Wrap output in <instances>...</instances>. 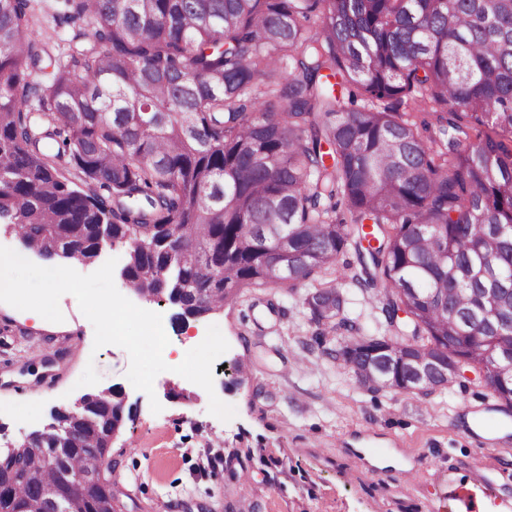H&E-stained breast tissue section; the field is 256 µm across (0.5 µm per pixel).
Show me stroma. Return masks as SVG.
I'll use <instances>...</instances> for the list:
<instances>
[{
    "label": "stroma",
    "mask_w": 512,
    "mask_h": 512,
    "mask_svg": "<svg viewBox=\"0 0 512 512\" xmlns=\"http://www.w3.org/2000/svg\"><path fill=\"white\" fill-rule=\"evenodd\" d=\"M355 264L350 251L336 262L348 315L366 335H385L347 275ZM114 284L163 317L170 369L154 380L161 412L127 379L126 350L94 348V328L73 295L60 298L64 320L51 326L0 302V452L59 409L116 389L124 405L112 487L123 512H459L465 499L471 512L486 503L512 512V413L500 411L477 372L463 369L429 396L371 391L329 356L335 334L316 337L306 288H254L224 309L183 319L179 306L142 299L122 278ZM212 325L229 349L209 393L172 368ZM90 364L100 380L79 386ZM213 394L235 407L232 420L209 413ZM476 458L487 464L491 488L468 479ZM408 468L418 473L411 485ZM244 471L252 478L245 486Z\"/></svg>",
    "instance_id": "1"
}]
</instances>
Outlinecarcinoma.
<instances>
[{
  "label": "carcinoma",
  "mask_w": 512,
  "mask_h": 512,
  "mask_svg": "<svg viewBox=\"0 0 512 512\" xmlns=\"http://www.w3.org/2000/svg\"><path fill=\"white\" fill-rule=\"evenodd\" d=\"M39 2L0 0V220L25 248L124 239L129 284L179 287L189 316L351 248L417 357L475 371L512 345V0H64L78 31L46 85ZM404 97L419 120L387 104ZM281 238L293 262L272 284ZM305 304L361 384L399 371L335 283ZM108 427L90 410L59 465L51 428L0 455V512H56L46 490L99 475Z\"/></svg>",
  "instance_id": "obj_1"
}]
</instances>
